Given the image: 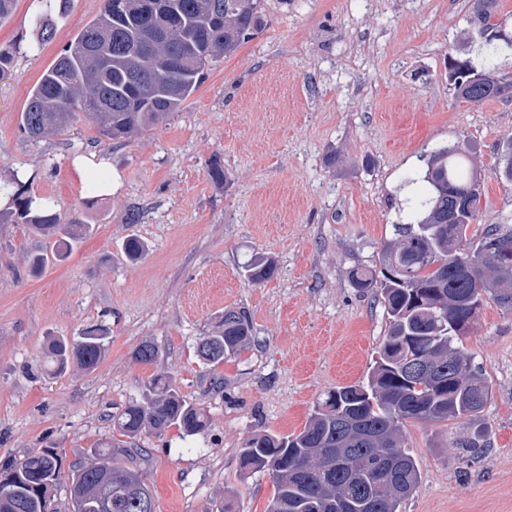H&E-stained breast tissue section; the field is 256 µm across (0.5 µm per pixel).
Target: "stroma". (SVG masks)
<instances>
[{
  "mask_svg": "<svg viewBox=\"0 0 512 512\" xmlns=\"http://www.w3.org/2000/svg\"><path fill=\"white\" fill-rule=\"evenodd\" d=\"M103 7L71 0L42 45L40 0H18L0 23V50L14 55L0 77V184L21 175L93 227L58 260L55 239L0 224V462L50 441L78 461L111 438L110 417L137 386L166 371L210 426L190 443L173 427L138 439L156 512H217L228 498L265 512L272 482L241 473L242 441L300 432L324 393L370 372L386 316L350 273L379 272L392 224L421 190L409 181L419 153L448 144L471 157L483 178L471 234L512 216V183L495 174L512 100L475 105L448 83L469 0H264V29L213 63L166 123L111 140L80 120L27 140L30 89ZM214 160L224 182L207 173ZM96 173L109 189L89 209ZM132 209L139 223H126ZM132 236L147 249L138 260L125 253ZM41 254L47 265L32 270ZM255 255L275 265L261 284L242 272ZM228 309L247 313L252 338L214 367L196 344ZM93 324L110 336L99 367L48 372L47 342ZM145 341L159 348L156 364L134 358ZM463 342L491 382V445L471 459L451 445L457 425L408 424L420 478L403 512H512V313L485 306Z\"/></svg>",
  "mask_w": 512,
  "mask_h": 512,
  "instance_id": "stroma-1",
  "label": "stroma"
}]
</instances>
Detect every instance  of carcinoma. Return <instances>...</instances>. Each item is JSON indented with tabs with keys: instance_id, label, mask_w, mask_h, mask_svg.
<instances>
[{
	"instance_id": "obj_1",
	"label": "carcinoma",
	"mask_w": 512,
	"mask_h": 512,
	"mask_svg": "<svg viewBox=\"0 0 512 512\" xmlns=\"http://www.w3.org/2000/svg\"><path fill=\"white\" fill-rule=\"evenodd\" d=\"M105 0L103 9L67 44L29 92L21 128L32 141L67 129L83 112L99 134L112 139L143 133L182 111L198 90L204 71L234 54L265 25L261 0ZM499 0H473L470 30L461 56H448V82L463 100L481 105L512 97V71L499 60L512 43L494 37ZM424 192L392 225L380 254L378 280L352 274L358 288H375L387 329L367 379L329 391L317 401L297 434L254 433L239 452L244 471L266 472L274 486L267 512H401L418 484L414 457L405 446L406 424L461 420L466 435L455 440L471 456L489 447L479 423L492 388L463 344L484 306L512 312V257L489 258L496 238L512 252V224L487 225L468 236L478 219L481 178L460 148L435 147L419 155ZM496 175L512 182V139L497 154ZM464 187L471 199L458 207L448 197ZM12 204L0 209V224H25L43 237L76 239L90 225L67 220L49 196L3 187ZM255 283L270 279L273 264L256 259L243 268ZM251 339L243 311L228 309L216 330L198 344L212 365L239 356ZM109 346L101 325L72 341L55 340L45 353L48 370L75 362L88 372ZM158 348L142 343L134 358L152 364ZM204 408L186 399L174 379L152 375L139 395L112 416L111 441L90 449L89 461L64 472L50 444L22 460L0 463V512H55L52 491L62 474L80 495L71 512H156L153 494L130 465L138 449L130 440L162 435L174 426L184 440L205 435Z\"/></svg>"
}]
</instances>
